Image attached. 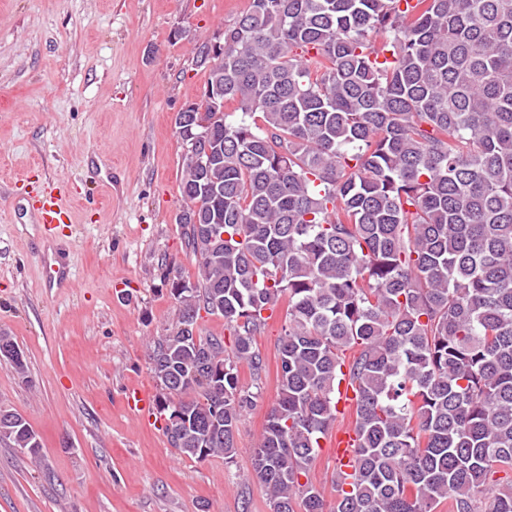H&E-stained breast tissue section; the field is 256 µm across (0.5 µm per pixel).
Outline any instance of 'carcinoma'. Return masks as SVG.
<instances>
[{"label": "carcinoma", "mask_w": 512, "mask_h": 512, "mask_svg": "<svg viewBox=\"0 0 512 512\" xmlns=\"http://www.w3.org/2000/svg\"><path fill=\"white\" fill-rule=\"evenodd\" d=\"M198 66L221 193L185 161L198 274L172 280L150 357L157 413L187 416L170 446L234 462L239 368L260 375L254 336L285 300L252 455L271 512H512V0H250ZM202 309L231 348L196 332ZM16 349L0 333L23 375ZM343 380L357 440L329 501L309 472ZM37 438L0 409V441L35 457Z\"/></svg>", "instance_id": "obj_1"}]
</instances>
